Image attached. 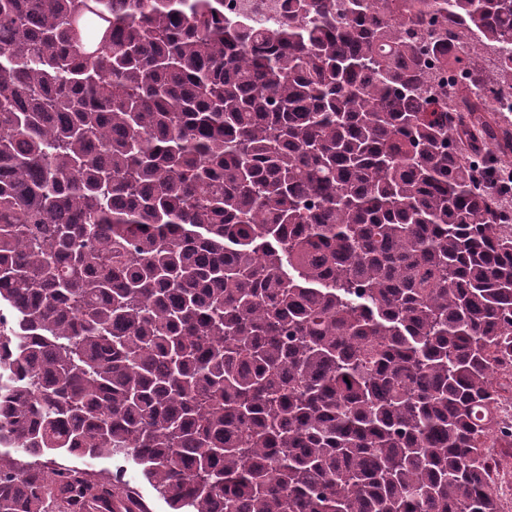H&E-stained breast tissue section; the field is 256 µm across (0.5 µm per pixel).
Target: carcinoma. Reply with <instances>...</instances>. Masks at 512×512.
<instances>
[{"mask_svg": "<svg viewBox=\"0 0 512 512\" xmlns=\"http://www.w3.org/2000/svg\"><path fill=\"white\" fill-rule=\"evenodd\" d=\"M491 86L512 0H0V512H504ZM281 0H225L224 13L247 14L261 17L273 14L279 10ZM47 465H70L73 462L82 464L94 473L95 478L110 479L112 484L121 489L135 503L134 512H169L165 500L142 475L141 469L131 461L122 458H99L95 460H80L71 457L55 456L41 459ZM78 471L79 478H84L87 470L73 466Z\"/></svg>", "mask_w": 512, "mask_h": 512, "instance_id": "carcinoma-1", "label": "carcinoma"}]
</instances>
